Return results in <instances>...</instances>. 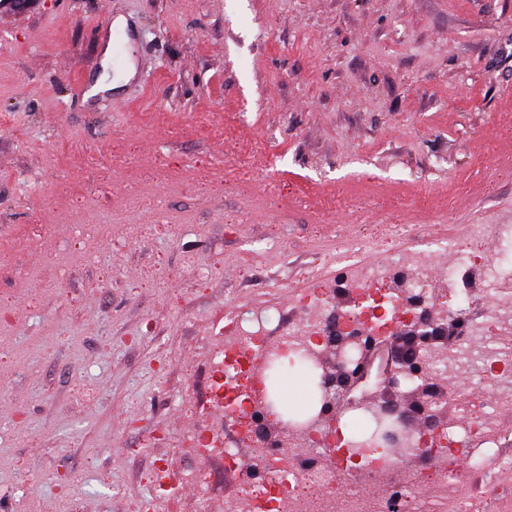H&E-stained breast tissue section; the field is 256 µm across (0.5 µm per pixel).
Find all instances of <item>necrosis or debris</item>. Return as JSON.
Here are the masks:
<instances>
[{
	"instance_id": "1",
	"label": "necrosis or debris",
	"mask_w": 512,
	"mask_h": 512,
	"mask_svg": "<svg viewBox=\"0 0 512 512\" xmlns=\"http://www.w3.org/2000/svg\"><path fill=\"white\" fill-rule=\"evenodd\" d=\"M482 237L496 240L501 251L486 260V288L482 297L461 299L454 312L461 321V332L449 345L432 351L428 370H439L457 377L469 367L460 354L471 349L479 327L471 311L484 305V318L493 327L497 342L483 358L477 384L489 397L488 404H476L472 392H456V419L444 429L448 451L438 454L420 434H413L412 445L399 454L384 448L368 450L361 475H354L343 461L332 460L331 451L320 439V427L301 434L272 435L262 407L255 403L253 388L260 380L252 362L270 355L275 347L267 334L268 317L252 311L232 319L224 328V394L226 403L244 401L249 416L241 428L253 435L251 450L255 465L239 475L240 502L230 503L228 512H238L248 503L253 512H467L470 502V475L485 473L512 478V450L503 446L499 413L512 408V307L494 306L490 300L503 288H512V226L483 224ZM385 273L374 268L356 283L358 301L345 312L335 328L302 324L289 328L288 342L305 340L308 351L321 352L336 346L346 350V366L354 379L344 386L331 385L336 396L337 420H352L365 426L367 408L379 400L370 385L376 349L365 332L370 320L392 324L410 311L415 300L431 302L428 269L423 266L408 282L402 296L377 294L373 287Z\"/></svg>"
}]
</instances>
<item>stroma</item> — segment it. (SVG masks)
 Returning <instances> with one entry per match:
<instances>
[{"instance_id":"obj_1","label":"stroma","mask_w":512,"mask_h":512,"mask_svg":"<svg viewBox=\"0 0 512 512\" xmlns=\"http://www.w3.org/2000/svg\"><path fill=\"white\" fill-rule=\"evenodd\" d=\"M137 29L107 97L74 94ZM512 224V0H37L0 10V512H225L211 341L391 294L440 240ZM433 315L480 270L448 284ZM300 294L315 303L295 311ZM167 488L149 482L155 467Z\"/></svg>"}]
</instances>
